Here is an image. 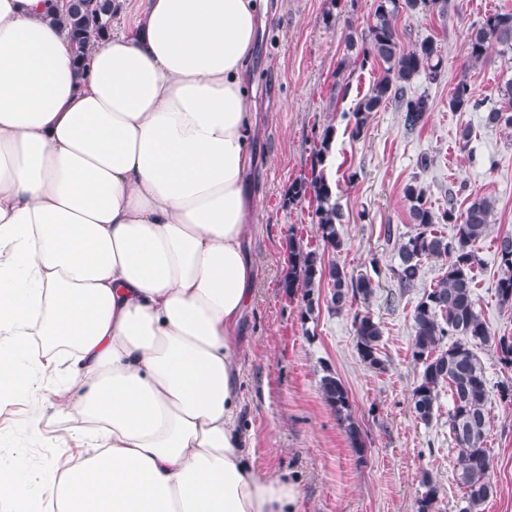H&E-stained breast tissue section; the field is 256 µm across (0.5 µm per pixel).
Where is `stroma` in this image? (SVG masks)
<instances>
[{
	"label": "stroma",
	"instance_id": "obj_1",
	"mask_svg": "<svg viewBox=\"0 0 512 512\" xmlns=\"http://www.w3.org/2000/svg\"><path fill=\"white\" fill-rule=\"evenodd\" d=\"M374 0H267L263 34L249 62L256 125L251 139L255 163L247 180L257 197L256 228L246 248L256 270L254 292L240 325L242 426L253 435L254 467L263 476L282 475L301 489L298 512H417L422 473H430L441 494L434 512H463V490L456 479L457 449L448 431L452 406L440 389L430 423L416 419L412 390L421 368L412 358L413 306L440 274L438 262L423 266L422 278L400 293L395 268L400 239L413 232L402 189L417 181L434 209L455 203L465 209L478 195L495 201L494 222L477 242V309L496 335H512V307L495 293L500 268L497 236L512 233V129L487 126L488 110L503 103L500 89L512 78V51L492 48L469 73L476 107L448 109V97L466 54L467 36L491 9H512V0H448L438 16L417 9L397 19L403 47L431 38L442 47L437 81L417 79L416 92L432 109L423 127L406 132L395 104L371 113L363 132L352 136L346 118L367 93L380 69L354 70L351 91L336 96V67L345 56L349 28H365ZM335 130L326 174L342 214L338 226L342 251L326 260L348 274L366 275L375 288L369 299L333 310L328 284L314 290V310L303 315L301 295H288L280 283L288 270V240L320 249L313 196L289 202L292 185L312 177L320 135ZM471 129L467 147L459 132ZM370 313L382 329L384 369L365 365L356 349L354 316ZM477 355L488 387L490 426L487 446L493 493L482 512H512V404L498 386L512 377L493 348ZM344 384L362 448H353L335 412L320 392L324 372ZM53 388L39 396L42 439L26 430L29 404L19 400L0 408V460L15 448L27 449L29 463L42 456L67 457L74 443L71 421L54 414Z\"/></svg>",
	"mask_w": 512,
	"mask_h": 512
}]
</instances>
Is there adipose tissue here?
Instances as JSON below:
<instances>
[{
    "label": "adipose tissue",
    "instance_id": "ef3b65f1",
    "mask_svg": "<svg viewBox=\"0 0 512 512\" xmlns=\"http://www.w3.org/2000/svg\"><path fill=\"white\" fill-rule=\"evenodd\" d=\"M59 0H0V404L55 388L84 454L0 462L11 512H296L254 471L247 64L262 0H145L79 69Z\"/></svg>",
    "mask_w": 512,
    "mask_h": 512
}]
</instances>
